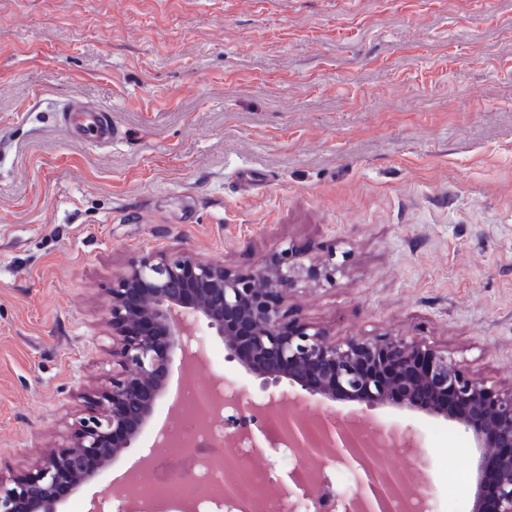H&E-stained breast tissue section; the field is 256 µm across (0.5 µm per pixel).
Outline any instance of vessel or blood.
<instances>
[{"mask_svg":"<svg viewBox=\"0 0 512 512\" xmlns=\"http://www.w3.org/2000/svg\"><path fill=\"white\" fill-rule=\"evenodd\" d=\"M62 113L64 128L73 140L104 146L121 135L110 109L93 105L85 98L66 101Z\"/></svg>","mask_w":512,"mask_h":512,"instance_id":"b4317fda","label":"vessel or blood"}]
</instances>
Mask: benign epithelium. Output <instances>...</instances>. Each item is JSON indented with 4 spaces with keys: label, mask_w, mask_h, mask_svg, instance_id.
I'll return each instance as SVG.
<instances>
[{
    "label": "benign epithelium",
    "mask_w": 512,
    "mask_h": 512,
    "mask_svg": "<svg viewBox=\"0 0 512 512\" xmlns=\"http://www.w3.org/2000/svg\"><path fill=\"white\" fill-rule=\"evenodd\" d=\"M334 269L303 265L288 247L250 272H235L219 260L191 252L146 256L108 290L106 312L119 369L110 385L73 424L60 448L40 450L36 462L8 477L0 473V512H56L59 493L95 478L151 424L165 395L174 358L187 357L193 325L204 324L224 339L235 358L245 353L253 372L287 378L309 396L358 401L369 408L387 403L394 391L407 404L444 414L472 431L486 451L479 457L473 512H512V392L503 393L466 371L454 358L417 339L400 336H338L288 320L283 302L302 279L332 281ZM306 469L308 444L290 436ZM384 471L359 481L351 500L336 499V512H386L368 495Z\"/></svg>",
    "instance_id": "1"
}]
</instances>
